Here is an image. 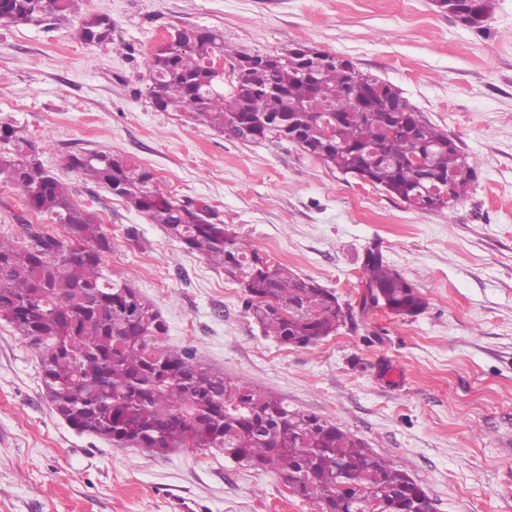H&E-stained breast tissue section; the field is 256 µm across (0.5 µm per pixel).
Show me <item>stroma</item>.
Returning <instances> with one entry per match:
<instances>
[{
    "mask_svg": "<svg viewBox=\"0 0 512 512\" xmlns=\"http://www.w3.org/2000/svg\"><path fill=\"white\" fill-rule=\"evenodd\" d=\"M112 39L89 44L82 18ZM208 27L229 51L303 42L400 90L479 164L454 208L420 213L284 142L229 140L157 109L144 60L174 29ZM0 120L102 220L104 261L159 309L166 342L335 422L392 459L436 512H512V0L486 30L431 0H82L39 24L0 23ZM105 150L208 207L263 257L335 292L352 321L306 348L265 338L239 285L103 186L60 166ZM40 225L0 183V237ZM413 285L423 313L362 307L368 249ZM0 512H314L273 473L215 451L164 457L78 433L48 404L39 353L0 320ZM79 36L87 43H99L112 39V19L105 14H89L83 17Z\"/></svg>",
    "mask_w": 512,
    "mask_h": 512,
    "instance_id": "stroma-1",
    "label": "stroma"
}]
</instances>
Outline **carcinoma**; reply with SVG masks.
<instances>
[{"mask_svg":"<svg viewBox=\"0 0 512 512\" xmlns=\"http://www.w3.org/2000/svg\"><path fill=\"white\" fill-rule=\"evenodd\" d=\"M79 0H0V21L38 24L78 10ZM494 0H452L440 11L483 30ZM79 36L112 40V19L89 14ZM297 44L265 78L240 72L224 89L214 71L224 35L178 29L145 65L156 108L177 112L247 143L290 141L328 167L362 175L422 212L451 209L478 179V162L431 123L392 85L336 55L320 59ZM0 182L21 189L27 207L66 228L65 237L30 232L22 242L0 238V320L39 347L47 401L74 429L117 447L158 456L215 450L255 469L273 471L301 490L316 512H360L365 490L379 512H432L422 484L336 423L289 407L243 378H227L188 348L164 344L160 311L103 261L111 250L100 220L76 204L70 188L47 169L35 147L0 122ZM430 158L429 175H451L448 200L437 206L413 176V159ZM64 167L120 198L189 252L224 269L243 293L265 336L307 347L334 335L350 315L336 295L281 263H270L207 210L164 194L153 172L109 151L67 153ZM363 305L416 316L426 302L378 249L361 263Z\"/></svg>","mask_w":512,"mask_h":512,"instance_id":"cac0c4a2","label":"carcinoma"}]
</instances>
